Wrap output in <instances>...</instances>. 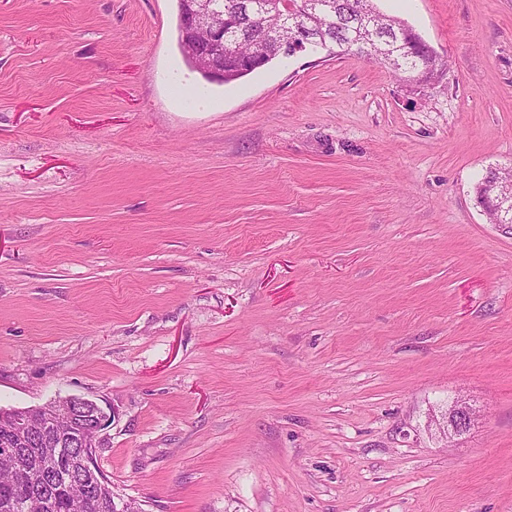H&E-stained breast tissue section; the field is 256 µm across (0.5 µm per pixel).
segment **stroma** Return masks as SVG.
<instances>
[{
  "label": "stroma",
  "mask_w": 512,
  "mask_h": 512,
  "mask_svg": "<svg viewBox=\"0 0 512 512\" xmlns=\"http://www.w3.org/2000/svg\"><path fill=\"white\" fill-rule=\"evenodd\" d=\"M377 5L438 78L209 83L176 0H0V407L116 409L143 512H512V0ZM485 176L475 186V196L480 195L482 201L492 203L496 201L495 196L500 198L512 195V168L506 172L497 169L487 172L486 183L483 182ZM438 415L430 413V423L434 422L441 433L448 439L450 436H459L466 433L471 425L472 413L470 407L462 399L457 398Z\"/></svg>",
  "instance_id": "35a3bbf8"
}]
</instances>
